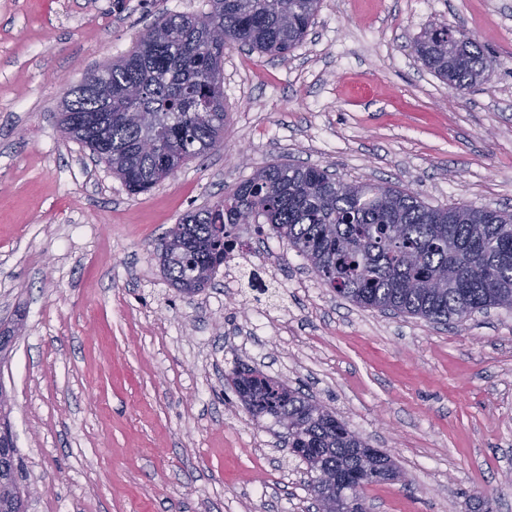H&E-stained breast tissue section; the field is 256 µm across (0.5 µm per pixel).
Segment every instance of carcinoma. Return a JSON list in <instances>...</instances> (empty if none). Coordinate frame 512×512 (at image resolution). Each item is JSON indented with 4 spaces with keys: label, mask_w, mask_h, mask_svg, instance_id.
Wrapping results in <instances>:
<instances>
[{
    "label": "carcinoma",
    "mask_w": 512,
    "mask_h": 512,
    "mask_svg": "<svg viewBox=\"0 0 512 512\" xmlns=\"http://www.w3.org/2000/svg\"><path fill=\"white\" fill-rule=\"evenodd\" d=\"M320 0H209L201 14L165 11L101 84L112 89L106 109L82 87L68 91L65 110L88 114L81 127L60 120L62 133L95 158L110 151L109 168L140 194L169 178L172 162L224 147V49L240 44L284 57L305 38ZM423 65L450 87L481 83L486 53L474 38L446 25L420 37ZM152 137L151 153L138 142ZM241 224H266L302 256L325 285L354 304L460 322V311L512 309V212L471 204L432 207L419 194L392 185L348 183L326 169L272 163L219 197L186 213L157 246L170 285L195 294L211 283L232 250ZM270 399L267 415L288 430V447L319 449L318 475L341 478L343 512H366L365 499L347 488L386 461L324 407L294 390Z\"/></svg>",
    "instance_id": "cac0c4a2"
}]
</instances>
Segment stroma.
I'll list each match as a JSON object with an SVG mask.
<instances>
[{"mask_svg":"<svg viewBox=\"0 0 512 512\" xmlns=\"http://www.w3.org/2000/svg\"><path fill=\"white\" fill-rule=\"evenodd\" d=\"M209 9L0 0V324H23L0 386L28 512H310L306 464L225 383L242 361L390 452L401 476L367 486L369 512H512V309L445 326L364 309L250 224L279 283L263 295L223 266L184 296L156 254L276 161L512 210V0H322L288 57L225 49L223 151L130 194L62 134L64 94L159 11ZM444 22L496 60L461 93L414 52Z\"/></svg>","mask_w":512,"mask_h":512,"instance_id":"35a3bbf8","label":"stroma"}]
</instances>
